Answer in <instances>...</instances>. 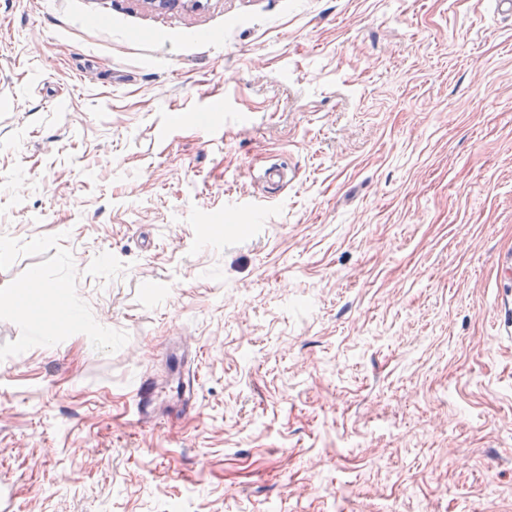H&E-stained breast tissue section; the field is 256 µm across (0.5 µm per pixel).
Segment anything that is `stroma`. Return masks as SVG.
Instances as JSON below:
<instances>
[{
    "instance_id": "stroma-1",
    "label": "stroma",
    "mask_w": 512,
    "mask_h": 512,
    "mask_svg": "<svg viewBox=\"0 0 512 512\" xmlns=\"http://www.w3.org/2000/svg\"><path fill=\"white\" fill-rule=\"evenodd\" d=\"M1 244L14 512H512L497 0H0ZM31 279L33 282L29 289L22 293L23 302L17 307V313L21 317L36 323L42 322L47 312L53 316L62 312L69 320L78 318L81 306L67 285H58L54 287L58 289L53 295H45L38 289L43 288L39 282L40 274H33ZM61 299H64L63 303L60 302Z\"/></svg>"
}]
</instances>
